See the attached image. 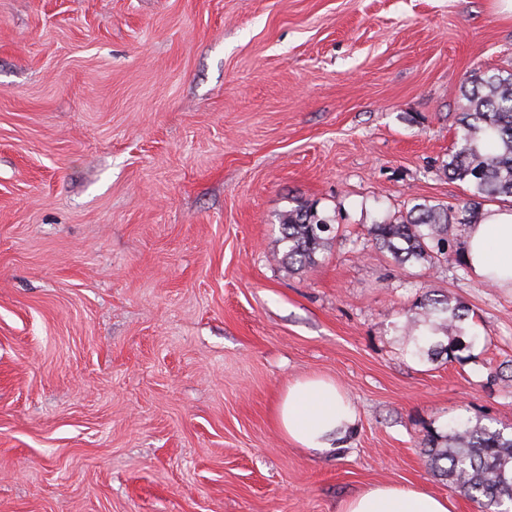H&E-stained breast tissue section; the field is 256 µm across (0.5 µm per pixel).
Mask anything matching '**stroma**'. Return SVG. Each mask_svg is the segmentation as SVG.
Returning a JSON list of instances; mask_svg holds the SVG:
<instances>
[{
  "label": "stroma",
  "mask_w": 512,
  "mask_h": 512,
  "mask_svg": "<svg viewBox=\"0 0 512 512\" xmlns=\"http://www.w3.org/2000/svg\"><path fill=\"white\" fill-rule=\"evenodd\" d=\"M512 72L499 0H0V512H338L399 483L474 512L428 429L512 431V290L401 267L382 217L457 206L437 176L462 86ZM339 226L279 261V215ZM474 313L465 360L418 359L423 290ZM358 421L312 453L294 380ZM275 418L280 430L300 448L324 453L341 448L356 423L349 399L332 380H295L279 399Z\"/></svg>",
  "instance_id": "1"
}]
</instances>
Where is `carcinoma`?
I'll return each mask as SVG.
<instances>
[{"label":"carcinoma","mask_w":512,"mask_h":512,"mask_svg":"<svg viewBox=\"0 0 512 512\" xmlns=\"http://www.w3.org/2000/svg\"><path fill=\"white\" fill-rule=\"evenodd\" d=\"M464 88L468 105L458 119L455 150L438 175L466 184L467 200L455 208L416 203L368 229L371 241L400 265L430 271L444 261L468 273L464 252L456 248L458 237L476 223L482 203L512 198V73L475 72ZM280 226L282 260L302 269L325 250L333 219L299 204L280 215ZM417 309L404 326L416 358L442 353L452 360L479 339L470 309L461 303L426 291ZM423 448L434 473L475 503L478 512L512 501V435L479 419L458 418L444 431L428 430Z\"/></svg>","instance_id":"1"}]
</instances>
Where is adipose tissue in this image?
I'll return each instance as SVG.
<instances>
[{
    "label": "adipose tissue",
    "mask_w": 512,
    "mask_h": 512,
    "mask_svg": "<svg viewBox=\"0 0 512 512\" xmlns=\"http://www.w3.org/2000/svg\"><path fill=\"white\" fill-rule=\"evenodd\" d=\"M465 256L473 274L494 288L512 289V209H489L483 222L470 225ZM275 418L280 430L296 445L324 453L339 448L356 423L346 395L332 380H295L279 399ZM445 497L423 488L379 484L347 498L339 512H452Z\"/></svg>",
    "instance_id": "adipose-tissue-1"
}]
</instances>
